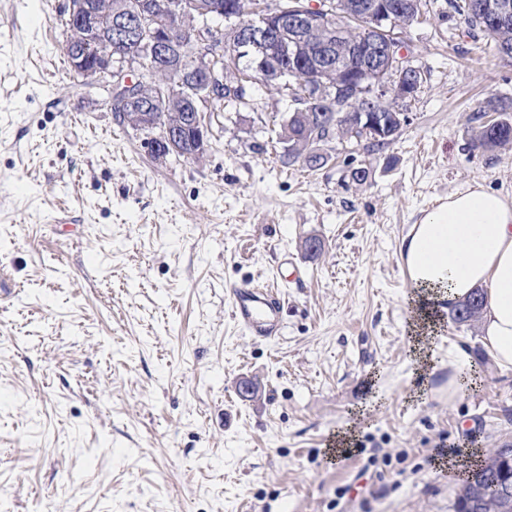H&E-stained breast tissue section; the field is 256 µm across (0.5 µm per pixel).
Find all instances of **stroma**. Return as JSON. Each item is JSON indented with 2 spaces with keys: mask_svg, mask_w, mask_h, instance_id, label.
Returning <instances> with one entry per match:
<instances>
[{
  "mask_svg": "<svg viewBox=\"0 0 512 512\" xmlns=\"http://www.w3.org/2000/svg\"><path fill=\"white\" fill-rule=\"evenodd\" d=\"M68 9L0 0V507L453 512L461 461L512 445V372L445 315L417 372L399 243L464 185L512 197V145L470 149L486 102L512 117V61L435 0L403 35L423 84L388 146L282 164L272 119L292 105L253 84L201 159L161 164L74 78ZM291 261L281 336H245L225 287ZM455 344L479 377L451 403L429 390Z\"/></svg>",
  "mask_w": 512,
  "mask_h": 512,
  "instance_id": "35a3bbf8",
  "label": "stroma"
}]
</instances>
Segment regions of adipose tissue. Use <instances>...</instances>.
Returning a JSON list of instances; mask_svg holds the SVG:
<instances>
[{
  "label": "adipose tissue",
  "mask_w": 512,
  "mask_h": 512,
  "mask_svg": "<svg viewBox=\"0 0 512 512\" xmlns=\"http://www.w3.org/2000/svg\"><path fill=\"white\" fill-rule=\"evenodd\" d=\"M399 253L410 268L413 334H430L432 304L450 308L484 288L483 342L496 367L512 371V199L468 184L425 212Z\"/></svg>",
  "instance_id": "adipose-tissue-1"
}]
</instances>
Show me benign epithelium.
<instances>
[{
	"label": "benign epithelium",
	"mask_w": 512,
	"mask_h": 512,
	"mask_svg": "<svg viewBox=\"0 0 512 512\" xmlns=\"http://www.w3.org/2000/svg\"><path fill=\"white\" fill-rule=\"evenodd\" d=\"M189 0H167L164 8L168 13L166 20L156 24L148 41L141 38L140 21L149 18L157 11L159 4L155 0H141L139 18L132 19L120 11L114 13L110 29L113 35L96 38L73 52L72 67L84 68V59L92 57L95 64L89 72L99 78L109 93V101L119 102L133 114L124 118L135 125L146 118L137 111L139 85L144 83L147 72H155L158 61L170 56L176 47L180 55V75L177 85L189 89L185 84V75H190L193 82H201L213 91L224 86V74L214 71L210 61L224 55V42L220 40L221 28L212 25L211 8H202V16L194 24L190 40L181 41V21L188 9ZM255 18V27L267 43L274 41L284 25L295 30H305L326 24L331 20L332 11L327 7L298 8L288 12V7L281 3L269 8L249 9ZM487 20L494 24L507 25L512 22V4L506 0H496L484 6ZM371 20L370 30L378 32L380 26L394 22L390 16L385 0H373L366 12ZM78 25L97 33L99 16L91 7H83L76 16ZM363 54L368 64L361 69L350 72L348 86L353 88V95H341L336 98V121H349L363 133H370L379 139L388 135V126L379 121L382 108H389L392 120L399 126L409 122L404 104L417 93L413 76L420 69L413 64L409 55L401 53L399 45L388 40L371 38L362 43ZM209 112H194L185 120L174 118L165 121L162 132L153 136V142L147 143L152 157L162 161L173 150L180 139L181 130L191 127L193 147L197 155H202L208 147L210 134Z\"/></svg>",
	"instance_id": "1"
}]
</instances>
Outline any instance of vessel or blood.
<instances>
[{
    "label": "vessel or blood",
    "mask_w": 512,
    "mask_h": 512,
    "mask_svg": "<svg viewBox=\"0 0 512 512\" xmlns=\"http://www.w3.org/2000/svg\"><path fill=\"white\" fill-rule=\"evenodd\" d=\"M231 315L240 329L253 339L271 341L281 335L282 295L277 288H259L251 284L227 287Z\"/></svg>",
    "instance_id": "obj_1"
}]
</instances>
